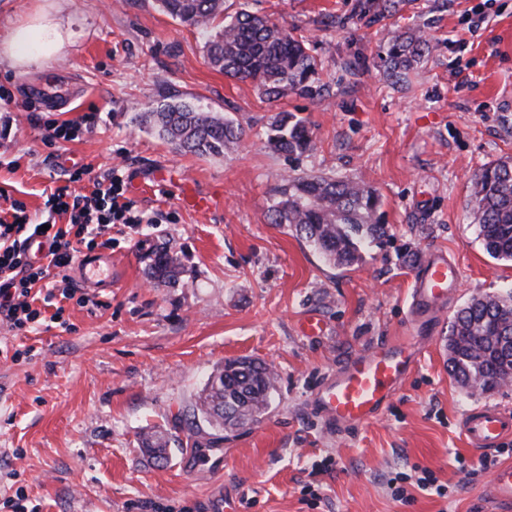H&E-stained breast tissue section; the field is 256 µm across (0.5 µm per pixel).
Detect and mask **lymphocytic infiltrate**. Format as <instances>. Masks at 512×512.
<instances>
[{
  "label": "lymphocytic infiltrate",
  "mask_w": 512,
  "mask_h": 512,
  "mask_svg": "<svg viewBox=\"0 0 512 512\" xmlns=\"http://www.w3.org/2000/svg\"><path fill=\"white\" fill-rule=\"evenodd\" d=\"M90 193H72L59 187L48 195L45 204L64 224L41 228L34 224L23 202L10 200L0 213V322L11 329L31 332L43 322L35 307L32 290L52 274L71 268L77 247L108 249L112 246V227L116 224L136 228L152 223L147 212L137 209L125 196V182L119 173L90 181ZM42 240L40 255L29 251L31 240Z\"/></svg>",
  "instance_id": "lymphocytic-infiltrate-1"
}]
</instances>
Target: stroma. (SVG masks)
<instances>
[{
    "label": "stroma",
    "instance_id": "1",
    "mask_svg": "<svg viewBox=\"0 0 512 512\" xmlns=\"http://www.w3.org/2000/svg\"><path fill=\"white\" fill-rule=\"evenodd\" d=\"M355 0H224L287 22L316 46L334 95L320 104L270 102L251 81L206 60V32L162 12L156 0H0V26L44 5L72 33L66 51L37 73L0 65V188L25 202L35 222L45 200L80 166L119 170L125 195L155 216L112 228V285L70 281L89 304L65 301L63 324L0 341L23 350L0 357V501L23 490L37 512H224L238 493L247 512H492L480 495L489 472L465 447L460 421L495 405L512 413V387L473 391L448 370V326L472 297L512 291V264L484 251L467 209L470 180L512 157V0H405L390 19L327 26ZM419 27L434 49L392 85L379 53L393 28ZM184 102L242 125L221 156L179 151L144 113ZM305 117L313 150L300 170L362 179L382 198L390 236L355 267L329 268L294 233L269 223L273 195L291 172L267 143L275 113ZM49 122H74L73 139L50 142ZM209 200L205 209L185 196ZM444 250L461 285L420 332L421 360L381 416L333 432L316 417L318 380L358 351L408 330L417 266L400 254ZM176 254L177 281L148 277L153 248ZM317 313L322 336L299 325ZM249 358L276 375L268 411L225 432L229 466L200 464L185 444L209 376ZM160 429L164 459L140 436ZM333 465L313 474L315 463ZM431 471L448 488L396 499L389 480ZM316 490L315 505L303 497Z\"/></svg>",
    "mask_w": 512,
    "mask_h": 512
}]
</instances>
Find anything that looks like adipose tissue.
Returning <instances> with one entry per match:
<instances>
[{
  "instance_id": "obj_1",
  "label": "adipose tissue",
  "mask_w": 512,
  "mask_h": 512,
  "mask_svg": "<svg viewBox=\"0 0 512 512\" xmlns=\"http://www.w3.org/2000/svg\"><path fill=\"white\" fill-rule=\"evenodd\" d=\"M69 42L67 30L39 8L32 16L0 30V61L14 68L40 69L61 54Z\"/></svg>"
}]
</instances>
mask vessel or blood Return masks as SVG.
Masks as SVG:
<instances>
[{"mask_svg": "<svg viewBox=\"0 0 512 512\" xmlns=\"http://www.w3.org/2000/svg\"><path fill=\"white\" fill-rule=\"evenodd\" d=\"M86 284L112 279V254L105 251L88 258L81 269ZM461 270L439 250L425 257L411 291L410 315L415 325L434 320L459 285ZM420 361L412 337L395 336L358 352L329 373L318 385L313 407L324 422L336 430L357 428L378 416L391 395L406 381ZM461 433L468 448L484 452L512 436V414L499 407L482 405L469 410L461 420ZM488 496L512 503V463L493 469L486 485Z\"/></svg>", "mask_w": 512, "mask_h": 512, "instance_id": "1", "label": "vessel or blood"}]
</instances>
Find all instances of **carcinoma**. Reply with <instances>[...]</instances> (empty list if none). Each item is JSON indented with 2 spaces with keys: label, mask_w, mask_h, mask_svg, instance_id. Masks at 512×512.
Instances as JSON below:
<instances>
[{
  "label": "carcinoma",
  "mask_w": 512,
  "mask_h": 512,
  "mask_svg": "<svg viewBox=\"0 0 512 512\" xmlns=\"http://www.w3.org/2000/svg\"><path fill=\"white\" fill-rule=\"evenodd\" d=\"M163 12L183 24L209 29L220 17L222 30L204 45L208 62L225 75L256 84L259 93L272 101L290 94L323 102L333 96L332 85L321 77L322 65L315 48L294 27L247 10L224 15V0H158ZM398 0H357L354 13L333 23L350 21L367 25L393 15ZM432 51L427 35L419 28L395 32L379 55L380 68L395 83ZM164 138L176 148L198 155L220 156L243 135L240 126L211 112L187 106H168L146 113ZM270 148L291 161L312 150V138L304 119L280 112L271 123ZM380 196L360 179L327 174L294 173L275 191L268 211L272 224H284L309 243L328 263L350 267L365 249L387 234L381 221ZM469 214L479 226L485 252L493 259L512 262V160L500 159L477 171L470 181ZM149 274L159 281H176L178 265L166 250L155 252ZM512 337V293L473 299L455 314L448 333L450 372L471 384L479 374L495 371L494 358L501 337ZM275 377L264 363L241 358L224 363L209 376L199 397L197 412L216 433L244 427L270 406ZM170 439L161 430L142 436L141 447L163 458Z\"/></svg>",
  "instance_id": "cac0c4a2"
}]
</instances>
